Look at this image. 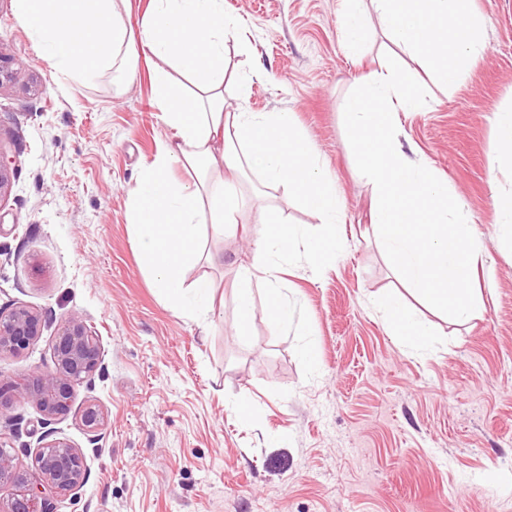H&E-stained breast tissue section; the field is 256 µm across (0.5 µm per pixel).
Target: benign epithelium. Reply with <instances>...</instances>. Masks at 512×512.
I'll return each mask as SVG.
<instances>
[{"label":"benign epithelium","mask_w":512,"mask_h":512,"mask_svg":"<svg viewBox=\"0 0 512 512\" xmlns=\"http://www.w3.org/2000/svg\"><path fill=\"white\" fill-rule=\"evenodd\" d=\"M12 161L0 154V196L11 186ZM41 319L37 312L17 306L0 310V355L18 354L39 336ZM55 372L32 374L22 380L0 381V419L17 402L31 403L45 417L65 414L75 389L94 372L101 361L97 333L86 320L67 316L52 344ZM107 418L99 405L88 404L82 414L87 431L95 433ZM82 455L66 438L41 443L34 469H24L0 440V512H56V500L77 494L85 483Z\"/></svg>","instance_id":"1"}]
</instances>
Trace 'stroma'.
<instances>
[{"mask_svg": "<svg viewBox=\"0 0 512 512\" xmlns=\"http://www.w3.org/2000/svg\"><path fill=\"white\" fill-rule=\"evenodd\" d=\"M488 21L487 49L454 88L425 82L428 102L400 113V140L459 195L485 263L483 308L460 324L422 309L430 350L410 353L390 336L370 298L397 285L368 224L371 186L356 166L344 105L359 71L379 67L393 44L368 17L367 52L340 40V0H224L238 19L224 43L226 99L252 79L253 112H293L342 195L347 246L318 268L290 258L283 294L319 343V373L300 356L295 325L257 315L236 333L240 266H262L252 245L270 209L322 233L317 216L283 191L247 201L233 233L208 236L216 263L188 280L216 286L213 313H176L142 270L127 193L171 132L152 97L153 63L139 60L127 88L111 76L78 83L38 57L0 0V56L25 60L0 86V153L13 157L0 198V310L37 311L41 336L0 356V378L54 369L62 319L83 316L99 336L100 366L66 414L43 419L14 405L0 439L32 466L42 437L82 453L85 484L56 512H512V247L498 234L496 201L512 195L493 113L512 107V0H471ZM242 401V426L230 404ZM108 415L82 423L87 404Z\"/></svg>", "mask_w": 512, "mask_h": 512, "instance_id": "obj_1", "label": "stroma"}]
</instances>
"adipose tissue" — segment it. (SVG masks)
I'll list each match as a JSON object with an SVG mask.
<instances>
[{
	"label": "adipose tissue",
	"instance_id": "ef3b65f1",
	"mask_svg": "<svg viewBox=\"0 0 512 512\" xmlns=\"http://www.w3.org/2000/svg\"><path fill=\"white\" fill-rule=\"evenodd\" d=\"M393 43L444 85L459 84L485 53V19L464 15L466 0H373ZM138 22L128 21L129 0H17V22L52 68L73 81L111 75L117 87L132 78L140 56L162 60L153 77L154 103L172 136L144 168L128 193V211L138 251L152 287L185 317L205 321L214 305L208 279L187 282V270L203 255L202 231L233 230L243 205L240 179L257 172L261 189L285 188L315 213L326 233L304 235L274 210V228L255 246L261 270L240 268L234 301L237 332L246 335L257 312L256 283L266 293L265 316L275 327L293 322L282 299L285 266L296 246L311 263L335 261L343 249L337 229L341 200L335 181L320 164L308 137L287 112H251L243 106L252 82L238 84L239 106L224 97V40L232 24L224 0H151ZM464 18L456 33L448 22ZM188 179L178 180L174 168ZM388 318L399 344L427 351L431 327L397 292L370 300Z\"/></svg>",
	"mask_w": 512,
	"mask_h": 512
}]
</instances>
